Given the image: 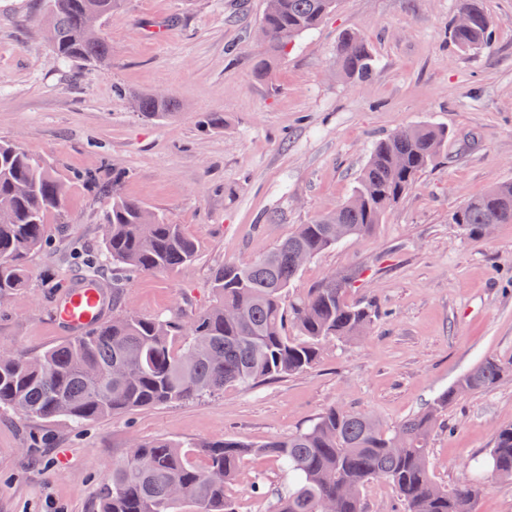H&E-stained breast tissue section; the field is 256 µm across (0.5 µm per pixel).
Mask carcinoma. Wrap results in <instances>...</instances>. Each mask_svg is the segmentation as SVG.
<instances>
[{"label":"carcinoma","mask_w":512,"mask_h":512,"mask_svg":"<svg viewBox=\"0 0 512 512\" xmlns=\"http://www.w3.org/2000/svg\"><path fill=\"white\" fill-rule=\"evenodd\" d=\"M121 0H46L45 33L63 62L93 66L112 63L103 36L90 37L117 10ZM336 0H266L261 20L264 54L257 74L270 72L292 42L314 30ZM472 13L467 29L449 24L460 49L491 42L496 23L481 0H462ZM336 72L361 80L373 75L375 59L358 32L341 34L335 50ZM137 112L163 121L177 114L172 97L134 96ZM448 142V131L418 124L374 146L360 171L353 196L335 211L319 215L272 250L248 262H226L210 283L213 300L184 314L143 316L118 309L119 288L141 274L172 271L196 258L195 242L143 202L120 192L112 180L102 256L95 267L112 263V317L39 354H0V407L27 418H65L75 424L129 410L214 397L229 386L253 387L312 368L319 345L348 342L364 335L375 317L351 304L345 291L352 277L334 273L313 288L294 290L303 266L343 241L358 240L381 223L416 184ZM66 186L54 169L12 142L0 141V300L29 286L28 256L46 242L47 217L63 219ZM451 221L471 237L486 224L512 223V183L493 186L467 199ZM293 327L296 334L288 333ZM512 369L486 358L439 393L423 411L391 429L365 412L332 407L310 426L261 445L224 438L199 444L205 465L197 466L181 446L165 439L138 440L129 455L113 465L97 512H239L225 487L237 479L249 456L276 458L293 477L287 489L253 491L271 497L268 512H363L360 490L371 479L390 482L401 512H473L483 491L479 474L449 490L430 469L428 446L442 413L462 395L495 386ZM484 468L512 480V425L496 431Z\"/></svg>","instance_id":"cac0c4a2"}]
</instances>
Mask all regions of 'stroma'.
<instances>
[{
  "label": "stroma",
  "instance_id": "obj_1",
  "mask_svg": "<svg viewBox=\"0 0 512 512\" xmlns=\"http://www.w3.org/2000/svg\"><path fill=\"white\" fill-rule=\"evenodd\" d=\"M42 2L0 0V140L67 179V222H49L50 245L29 259L30 287L0 305V352L38 354L67 338L57 304L102 238L113 172L124 175L123 195L182 225L197 246L192 262L130 279L122 306L190 313L210 303L224 262L265 254L345 202L380 139L431 123L448 142L383 223L311 260L296 283L362 269L346 297L376 313L364 339L324 343L312 369L285 379L80 428L0 408V512H94L113 463L137 439L261 444L334 406L391 428L484 358L512 361V224L471 239L449 221L467 198L512 182V0H482L497 28L474 53L450 38L460 0H339L267 78L255 71L265 0H125L104 25L107 68L56 58ZM348 29L373 51L369 78L332 75ZM132 92L172 95L178 113L142 118ZM210 112L223 113L222 129L202 128ZM509 425L512 374L449 406L429 445L435 480L458 485ZM256 480L288 485L274 458L244 460L226 489L240 512H268L250 493Z\"/></svg>",
  "mask_w": 512,
  "mask_h": 512
}]
</instances>
